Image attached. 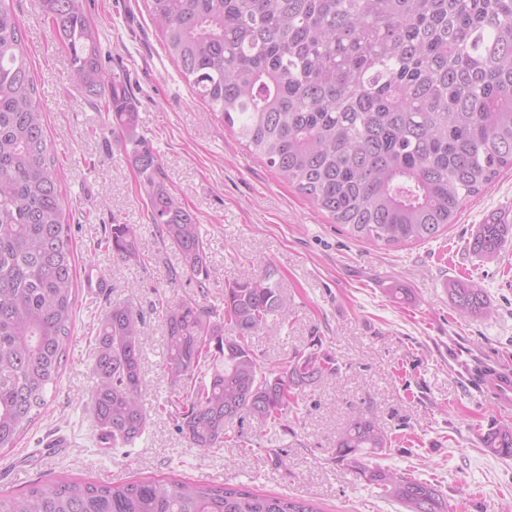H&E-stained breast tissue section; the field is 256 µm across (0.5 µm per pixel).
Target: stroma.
<instances>
[{"label": "stroma", "instance_id": "obj_1", "mask_svg": "<svg viewBox=\"0 0 512 512\" xmlns=\"http://www.w3.org/2000/svg\"><path fill=\"white\" fill-rule=\"evenodd\" d=\"M13 8L61 170L76 271L97 268L110 288L103 295L79 289L57 390L15 447L0 450V493L16 495L47 478L182 477L302 498L320 512H402L335 460L338 437L356 409L384 426L390 439L388 448L368 456L370 466L435 484L449 512H505L512 505V458L485 448L482 436L492 424L512 427V409L486 399L473 367L512 368V237L491 261L472 254L469 243L490 217H512V170L468 200L436 240L397 248L354 240L195 95L146 0H85L104 69L124 77L139 134L209 246L210 288L203 295L188 279L171 282L180 256L147 217L132 145L85 100L37 0H13ZM114 224L135 227L140 263L107 250L103 240ZM242 262L271 273L287 302L277 317L280 335L251 339L265 365L285 366L315 347L339 371L306 390L300 415L289 416L277 436L233 423L224 447L203 451L178 433L174 417L157 410L171 395L161 305L194 299L223 307L224 286ZM470 279L484 288L492 315L456 314L448 288ZM110 302L139 310L146 336L148 425L134 446L123 448L97 445L89 405L94 339ZM57 434L67 436L69 448L46 449Z\"/></svg>", "mask_w": 512, "mask_h": 512}]
</instances>
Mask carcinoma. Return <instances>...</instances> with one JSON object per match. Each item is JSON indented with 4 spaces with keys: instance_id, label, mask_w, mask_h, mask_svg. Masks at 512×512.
<instances>
[{
    "instance_id": "carcinoma-1",
    "label": "carcinoma",
    "mask_w": 512,
    "mask_h": 512,
    "mask_svg": "<svg viewBox=\"0 0 512 512\" xmlns=\"http://www.w3.org/2000/svg\"><path fill=\"white\" fill-rule=\"evenodd\" d=\"M13 0H0V449L11 448L57 386L75 310V260L64 196L47 140ZM171 59L224 124L348 234L386 246L426 242L462 204L512 169V0H147ZM73 77L133 144L147 211L207 290L206 243L194 215L162 181L161 160L137 131L124 80L106 71L84 0H38ZM512 226L481 224L472 253L492 260ZM112 255L140 263L131 224H114ZM460 316L490 314L473 280L452 283ZM286 308L271 274L240 264L218 313L184 300L163 307L164 369L177 428L194 448L224 447L226 425L283 426L305 389L338 373L313 349L264 370L249 342L277 332ZM140 312L110 304L99 321L91 417L113 445L142 437L146 338ZM204 378H199V375ZM383 427L349 417L336 461L401 504L448 512L431 483L369 467ZM512 457V428L491 439ZM0 512H318L309 502L178 479L123 483L41 480Z\"/></svg>"
}]
</instances>
